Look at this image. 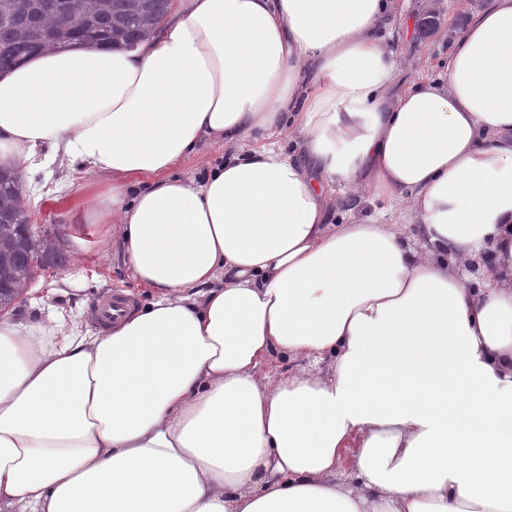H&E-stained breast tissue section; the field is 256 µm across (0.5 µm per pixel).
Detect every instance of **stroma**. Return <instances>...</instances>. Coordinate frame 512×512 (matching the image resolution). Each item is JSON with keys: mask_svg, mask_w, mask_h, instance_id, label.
Wrapping results in <instances>:
<instances>
[{"mask_svg": "<svg viewBox=\"0 0 512 512\" xmlns=\"http://www.w3.org/2000/svg\"><path fill=\"white\" fill-rule=\"evenodd\" d=\"M488 0H395L382 29L388 49L398 64L401 86L424 78H440L448 65L452 42L469 18ZM438 9L440 24L424 32L421 21ZM224 145L201 141L194 154L175 165L172 177L203 180L213 165L224 160ZM107 188L102 176L57 157L47 168L23 182V198L32 224L59 233L68 261L61 268L39 270L20 303L9 310V321L37 333L48 323L65 332L91 336L96 332L93 309L97 299L115 287L132 291L147 304L151 290L132 274L119 238H104L97 219L98 196ZM410 199L346 190L333 196L331 222L352 218L399 225L406 236L419 228L410 211Z\"/></svg>", "mask_w": 512, "mask_h": 512, "instance_id": "stroma-1", "label": "stroma"}]
</instances>
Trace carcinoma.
Instances as JSON below:
<instances>
[{
	"mask_svg": "<svg viewBox=\"0 0 512 512\" xmlns=\"http://www.w3.org/2000/svg\"><path fill=\"white\" fill-rule=\"evenodd\" d=\"M44 2L0 0V72L57 47L128 48L159 29L171 9V0H102L93 9L83 2L80 16L70 21ZM65 262L60 239L30 226L18 175L0 168V308L17 303L18 286L31 279L34 266L61 268Z\"/></svg>",
	"mask_w": 512,
	"mask_h": 512,
	"instance_id": "cac0c4a2",
	"label": "carcinoma"
}]
</instances>
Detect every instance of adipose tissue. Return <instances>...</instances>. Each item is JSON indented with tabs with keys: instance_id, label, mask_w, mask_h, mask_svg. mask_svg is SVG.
Returning a JSON list of instances; mask_svg holds the SVG:
<instances>
[{
	"instance_id": "1",
	"label": "adipose tissue",
	"mask_w": 512,
	"mask_h": 512,
	"mask_svg": "<svg viewBox=\"0 0 512 512\" xmlns=\"http://www.w3.org/2000/svg\"><path fill=\"white\" fill-rule=\"evenodd\" d=\"M393 8L180 0L135 49L0 76L7 166L109 176L155 291L95 336L0 320V512H512V0L396 95ZM204 139L256 145L171 178ZM350 185L410 193L422 241L327 223Z\"/></svg>"
}]
</instances>
